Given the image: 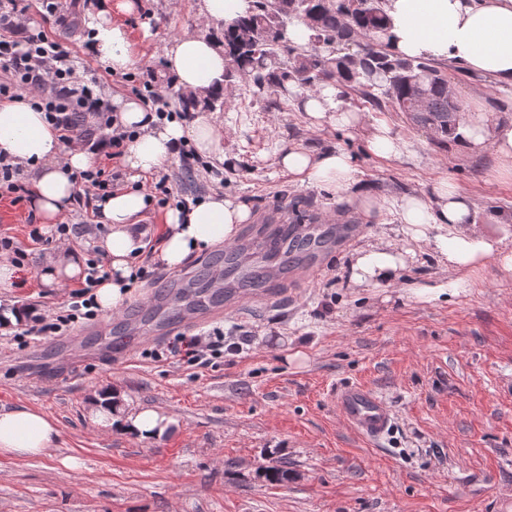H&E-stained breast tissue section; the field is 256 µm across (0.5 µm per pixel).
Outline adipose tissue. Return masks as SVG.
Returning a JSON list of instances; mask_svg holds the SVG:
<instances>
[{"mask_svg":"<svg viewBox=\"0 0 512 512\" xmlns=\"http://www.w3.org/2000/svg\"><path fill=\"white\" fill-rule=\"evenodd\" d=\"M135 6V0H88L85 8L90 50L116 73L137 64L130 33L115 18L116 13L132 12ZM386 12L391 20L387 42L394 55L448 59L495 88L512 89V0H387ZM165 67L177 93L221 94L226 90L224 52L209 35L186 32L175 36L165 49ZM335 97L331 85L303 95L302 106L312 128L326 122L342 128L364 125L372 154L416 156L413 141L386 122L365 123L361 113L340 108ZM115 106L118 126L135 133L121 157L123 166L135 176L170 164L184 143L207 155L224 153V130L206 117L162 124L135 98H116ZM457 133L466 153L479 155L490 149L503 164L512 166V121L497 119L491 110L465 111L458 115ZM0 152L29 167L34 176L30 203L46 224L55 223L71 209L77 175L94 163L88 147L60 140L27 95L0 102ZM278 164L300 183L334 191L339 200L356 205L368 221L394 225L399 243L381 242L354 253L349 265L354 285H392L416 260L421 244L449 275L447 282L416 289V296L426 301L463 287L468 272L488 259H498L504 271H512V242L478 227L469 197L447 181H438L427 193L387 198L375 194L359 178L354 157L342 148L316 153L291 146L280 150ZM148 205L142 190H119L99 203L109 227L101 247L112 269L110 280L95 292L102 312L116 313L121 308L140 248L134 219ZM249 218L246 203L224 195L208 197L185 211L170 210L158 259L176 268L211 244L233 243L240 224ZM84 269L83 254L64 246L42 267L40 279L45 287L61 288L82 278ZM89 416L98 427H114L145 440L163 437L174 424L172 417L156 410L130 411L101 402L93 404ZM58 435L56 421L42 412L18 407L0 413V454L42 456Z\"/></svg>","mask_w":512,"mask_h":512,"instance_id":"obj_1","label":"adipose tissue"}]
</instances>
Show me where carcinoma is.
Wrapping results in <instances>:
<instances>
[{"label":"carcinoma","instance_id":"1","mask_svg":"<svg viewBox=\"0 0 512 512\" xmlns=\"http://www.w3.org/2000/svg\"><path fill=\"white\" fill-rule=\"evenodd\" d=\"M302 22L303 45L288 38ZM385 0H250L246 12L212 33L230 57L228 83H247L252 101L283 108L287 96L333 85L378 112H402L430 129L439 144L456 135L460 104L448 98L446 68L436 60L401 58L385 45ZM183 110L214 112L219 94L182 97Z\"/></svg>","mask_w":512,"mask_h":512}]
</instances>
